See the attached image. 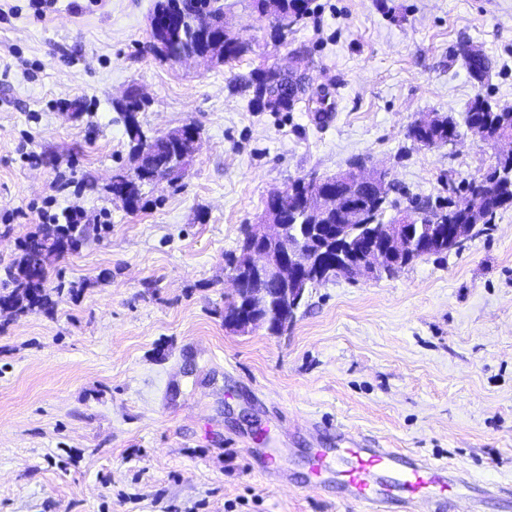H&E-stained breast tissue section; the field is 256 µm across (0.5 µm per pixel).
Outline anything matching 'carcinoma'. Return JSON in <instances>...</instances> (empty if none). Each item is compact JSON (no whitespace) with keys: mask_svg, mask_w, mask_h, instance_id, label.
<instances>
[{"mask_svg":"<svg viewBox=\"0 0 512 512\" xmlns=\"http://www.w3.org/2000/svg\"><path fill=\"white\" fill-rule=\"evenodd\" d=\"M249 5L257 13L272 12L288 19V27L271 29V37L281 43L288 41L294 34L295 26L309 11V0H249ZM154 13H175L179 17L178 26L171 31L160 27L150 33L148 49L170 61L183 56L214 55L217 62L230 64L242 59L254 51L250 40L233 34L224 15L221 0H156ZM200 14L211 16L208 27L197 24ZM457 54L464 60L472 76L481 81L487 77L490 61L480 52L471 48L467 42L459 43ZM249 96L251 105L274 92L266 83L260 70L240 77V82L233 85ZM299 100V95H278L274 101L267 103L268 112H290ZM141 101L133 96L122 108L126 131L130 140L141 139V126L136 114ZM480 126L490 134L512 135V107L500 106L489 99L476 95L467 104L461 119L453 116L444 117L425 132L431 138L446 139L448 130L460 131L461 127ZM423 135V136H425ZM423 136L412 132L408 137L413 142ZM176 147L168 141H159L153 147L151 165L146 175L122 176L112 180V196L123 202L132 211L140 208L141 187L156 183L158 174L166 171L175 163ZM330 186L337 189L340 196L357 205L377 224L386 220L387 211L395 207L389 198H378L367 189L354 191L346 185L336 184V179L328 178ZM302 179L298 178L288 184V197L282 204L280 221L283 224H311L313 215L307 212L302 200ZM465 190L475 194L489 218H494L498 211L512 207V165L497 163L494 167L477 178L466 182ZM68 238L69 243L81 246L85 239V230L78 224H41L23 242L21 254L8 270V283L0 289V314L14 315L23 312L39 311L49 314L53 311L55 301L47 286L48 272L46 262L52 255L63 256L59 251L61 239Z\"/></svg>","mask_w":512,"mask_h":512,"instance_id":"obj_1","label":"carcinoma"}]
</instances>
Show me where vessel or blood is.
Masks as SVG:
<instances>
[{
	"label": "vessel or blood",
	"mask_w": 512,
	"mask_h": 512,
	"mask_svg": "<svg viewBox=\"0 0 512 512\" xmlns=\"http://www.w3.org/2000/svg\"><path fill=\"white\" fill-rule=\"evenodd\" d=\"M309 466L313 488H337L362 512H418L423 504L450 512L459 491L477 488L468 475L424 456L372 447L349 434L341 447L312 449Z\"/></svg>",
	"instance_id": "obj_1"
}]
</instances>
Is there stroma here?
<instances>
[{"instance_id":"35a3bbf8","label":"stroma","mask_w":512,"mask_h":512,"mask_svg":"<svg viewBox=\"0 0 512 512\" xmlns=\"http://www.w3.org/2000/svg\"><path fill=\"white\" fill-rule=\"evenodd\" d=\"M7 3L0 282L39 212L78 210L89 236L48 266L52 313L0 315V512H360L305 485L311 449L341 430L512 486V208L393 276L310 288L287 331L224 327V255L271 191L360 158L390 170L398 206H444L495 164L471 135L420 148L407 130L478 93L512 107V0H310L284 44L224 0L256 43L230 65L148 53L156 0H57L45 21ZM463 41L491 60L483 81ZM298 49L292 111L231 88ZM130 91L147 135L201 132L182 176L134 211L110 189L134 166ZM262 438L288 461L281 483L252 469ZM141 107V101L137 97L133 96L130 101L125 103L122 108L123 119L126 125V131L130 138V141L134 143L135 139L141 141V126L139 125L136 114Z\"/></svg>"}]
</instances>
